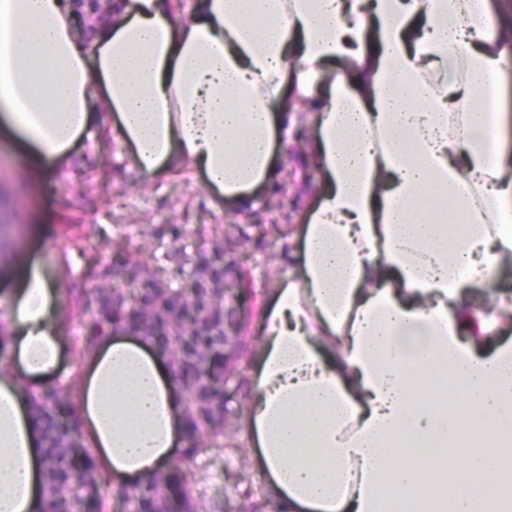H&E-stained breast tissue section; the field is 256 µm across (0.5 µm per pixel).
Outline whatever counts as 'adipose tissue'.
<instances>
[{
  "mask_svg": "<svg viewBox=\"0 0 512 512\" xmlns=\"http://www.w3.org/2000/svg\"><path fill=\"white\" fill-rule=\"evenodd\" d=\"M0 0V118L24 174L99 134L129 165L184 167L246 213L312 108L316 201L262 315L242 425L279 512H512V40L490 0ZM0 299V512H42L27 390L63 369L54 272L20 256ZM170 369L114 328L86 356L82 437L113 490L166 471L185 435Z\"/></svg>",
  "mask_w": 512,
  "mask_h": 512,
  "instance_id": "1",
  "label": "adipose tissue"
}]
</instances>
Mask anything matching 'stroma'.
I'll return each mask as SVG.
<instances>
[{
  "label": "stroma",
  "instance_id": "35a3bbf8",
  "mask_svg": "<svg viewBox=\"0 0 512 512\" xmlns=\"http://www.w3.org/2000/svg\"><path fill=\"white\" fill-rule=\"evenodd\" d=\"M301 147L293 145L288 154H276L281 178L261 191L264 205L249 217H242L224 204L208 201L191 169L152 181L129 171L110 133L85 143L70 165L47 170L38 186H30L20 175L24 156L0 133V222L13 225L11 235L0 236V253L19 247L50 267L69 260L73 278L60 279L64 304L66 360L60 381L77 380L82 359L75 348L78 309L71 292L72 281L82 278L96 262H108L112 251L102 237H129L135 258L150 267L163 261L166 250L182 246L188 254L203 247L196 231L200 227L224 225L231 238L230 251L244 262L259 306L272 299L285 268L281 253L289 233L299 232L307 222L312 201L307 186L312 174L300 161ZM262 223L265 237L244 238L238 233L246 223ZM193 229L191 238L173 241L171 225ZM239 375L225 388V415L229 428L224 437L231 451L218 458H199L214 476L215 495L224 502V512H246L258 505L259 512H276L274 500L252 463V453L241 426L248 389L243 375L246 362H239Z\"/></svg>",
  "mask_w": 512,
  "mask_h": 512
}]
</instances>
